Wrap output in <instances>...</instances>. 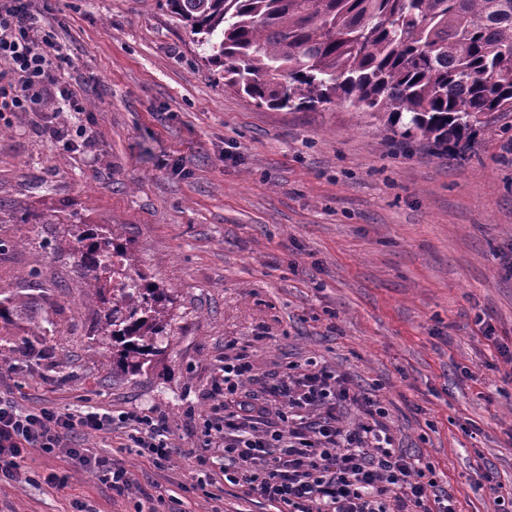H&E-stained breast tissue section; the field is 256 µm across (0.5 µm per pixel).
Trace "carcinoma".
I'll return each mask as SVG.
<instances>
[{"mask_svg": "<svg viewBox=\"0 0 512 512\" xmlns=\"http://www.w3.org/2000/svg\"><path fill=\"white\" fill-rule=\"evenodd\" d=\"M224 86L277 110L343 100L451 155L512 113V0H166ZM128 373L159 353L171 300L135 269L120 227L73 235Z\"/></svg>", "mask_w": 512, "mask_h": 512, "instance_id": "1", "label": "carcinoma"}]
</instances>
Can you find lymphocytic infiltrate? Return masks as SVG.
Wrapping results in <instances>:
<instances>
[{
  "instance_id": "lymphocytic-infiltrate-1",
  "label": "lymphocytic infiltrate",
  "mask_w": 512,
  "mask_h": 512,
  "mask_svg": "<svg viewBox=\"0 0 512 512\" xmlns=\"http://www.w3.org/2000/svg\"><path fill=\"white\" fill-rule=\"evenodd\" d=\"M58 62L54 37L28 0H10L0 10V120L32 110L52 94L71 111H83L82 100L60 82ZM253 379L248 350L225 360L213 388L220 401L204 421L224 458L227 481L288 512H455L448 495L435 493V481L394 448L379 403L351 394L335 369L295 367L264 384L261 393H244ZM346 402L361 413L351 425L340 412ZM115 426L155 468L168 469L173 448L162 416L135 410L62 414L0 399V479L16 478L29 450L64 451L92 467L113 491L128 492L136 478L122 462L68 443L75 433Z\"/></svg>"
}]
</instances>
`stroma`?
Returning a JSON list of instances; mask_svg holds the SVG:
<instances>
[{"label":"stroma","mask_w":512,"mask_h":512,"mask_svg":"<svg viewBox=\"0 0 512 512\" xmlns=\"http://www.w3.org/2000/svg\"><path fill=\"white\" fill-rule=\"evenodd\" d=\"M84 101L0 124V397L26 409L162 415L161 471L122 429L78 434L137 478L125 495L64 456L30 450L0 512H278L224 479L203 421L225 357L248 349L259 391L314 360L378 399L394 445L457 512H512V114L456 156L341 103L258 106L226 89L165 0H31ZM89 149L64 151L47 130ZM121 225L173 300L161 352L112 367L60 216ZM42 353L29 356L28 342Z\"/></svg>","instance_id":"35a3bbf8"}]
</instances>
